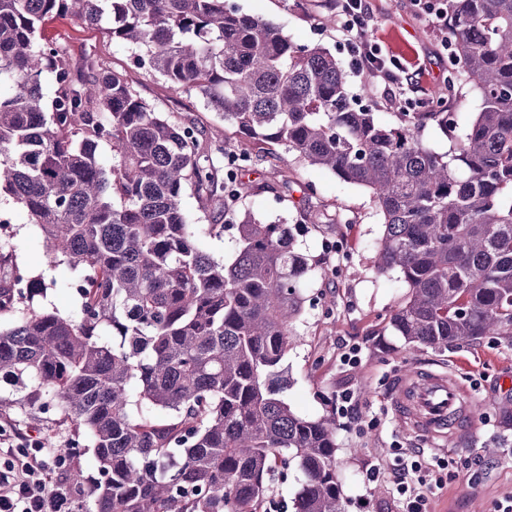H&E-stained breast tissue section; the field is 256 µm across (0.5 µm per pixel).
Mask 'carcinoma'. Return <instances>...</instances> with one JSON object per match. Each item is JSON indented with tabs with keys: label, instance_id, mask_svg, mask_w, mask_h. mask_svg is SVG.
Returning <instances> with one entry per match:
<instances>
[{
	"label": "carcinoma",
	"instance_id": "1",
	"mask_svg": "<svg viewBox=\"0 0 512 512\" xmlns=\"http://www.w3.org/2000/svg\"><path fill=\"white\" fill-rule=\"evenodd\" d=\"M448 13V95L481 106L454 133L440 97L382 123L329 49L300 45L227 0H0V193L24 207L47 262L83 270L81 316L41 306L39 281L0 278V373L74 423L101 475L94 512H260L289 467L294 512H342L336 418L296 415L281 365L310 271L293 228L240 208L242 172L282 145L366 188L384 231L373 257L408 288L389 326L408 347L443 351L512 336V0H437ZM112 39L138 67L201 96L256 152L157 112L126 73L74 58L36 33L52 14ZM52 76L53 95L41 78ZM112 150L105 168L97 149ZM211 227L236 226L232 263L202 251L182 200Z\"/></svg>",
	"mask_w": 512,
	"mask_h": 512
}]
</instances>
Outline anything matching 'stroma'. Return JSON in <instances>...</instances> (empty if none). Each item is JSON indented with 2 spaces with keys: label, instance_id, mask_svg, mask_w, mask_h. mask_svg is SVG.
<instances>
[{
  "label": "stroma",
  "instance_id": "1",
  "mask_svg": "<svg viewBox=\"0 0 512 512\" xmlns=\"http://www.w3.org/2000/svg\"><path fill=\"white\" fill-rule=\"evenodd\" d=\"M239 10L279 27L298 44H320L338 61H345L342 36L336 27L333 0H234ZM373 19L368 37L383 57L396 56L407 66L409 78L396 95L420 103L432 96H448L456 131L464 133L480 97L471 86L449 95L448 52L442 28L413 4V0H371ZM42 36L62 39L74 54L95 53L111 69L126 72L134 88L156 111L191 120L205 130L212 148L232 135L221 115L194 94L173 89L158 76L133 64L128 46L112 41L100 28L78 25L57 14L42 27ZM271 161L259 164L244 179L252 192L242 206L258 218L283 221L298 231L303 253L322 269L308 273L302 288L305 310L295 325L293 344L282 367L287 385L282 396L298 415L315 419L335 409L336 457L345 512H400L387 482H369L366 472L378 466L393 471L398 458L422 449L425 458L448 459L444 486L431 512H495L512 497V341L483 339L463 342L445 351L404 348L387 324L407 290L396 273H378L372 263L384 227L369 193L343 182L333 173L303 164L273 146ZM291 188H283V177ZM183 208L196 226V242L218 260L231 259L237 230L217 233L193 193H185ZM327 218L324 224L304 221L307 209ZM0 212L9 213L10 247L0 250V265H19L46 285L41 304L68 317H78L80 302L70 288L80 269L61 262L49 265L46 244L24 208L0 198ZM452 373L476 399L474 428L448 442L412 435L399 424L388 399L393 373L412 362ZM32 387L0 379V428L37 439L80 468L84 482L75 490L73 512H86L91 490L100 473L93 452L77 442L71 420L56 409L27 402Z\"/></svg>",
  "mask_w": 512,
  "mask_h": 512
}]
</instances>
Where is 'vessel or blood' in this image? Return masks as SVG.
Returning <instances> with one entry per match:
<instances>
[{
    "label": "vessel or blood",
    "mask_w": 512,
    "mask_h": 512,
    "mask_svg": "<svg viewBox=\"0 0 512 512\" xmlns=\"http://www.w3.org/2000/svg\"><path fill=\"white\" fill-rule=\"evenodd\" d=\"M392 393L399 423L418 436L451 439L473 423V397L450 373L411 366L395 376Z\"/></svg>",
    "instance_id": "b4317fda"
}]
</instances>
